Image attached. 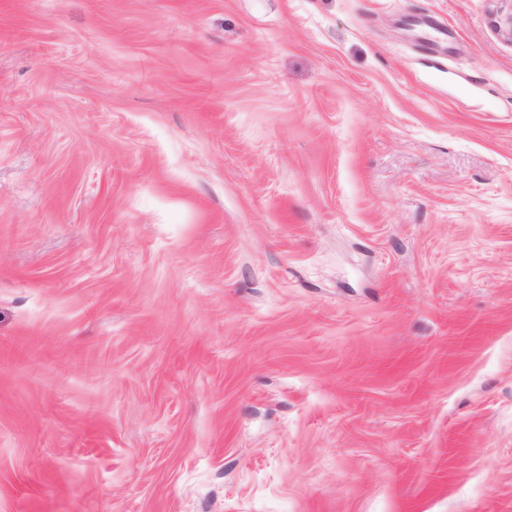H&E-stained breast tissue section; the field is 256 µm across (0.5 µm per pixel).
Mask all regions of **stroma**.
<instances>
[{
  "label": "stroma",
  "mask_w": 512,
  "mask_h": 512,
  "mask_svg": "<svg viewBox=\"0 0 512 512\" xmlns=\"http://www.w3.org/2000/svg\"><path fill=\"white\" fill-rule=\"evenodd\" d=\"M512 0H0V512H512Z\"/></svg>",
  "instance_id": "1"
}]
</instances>
